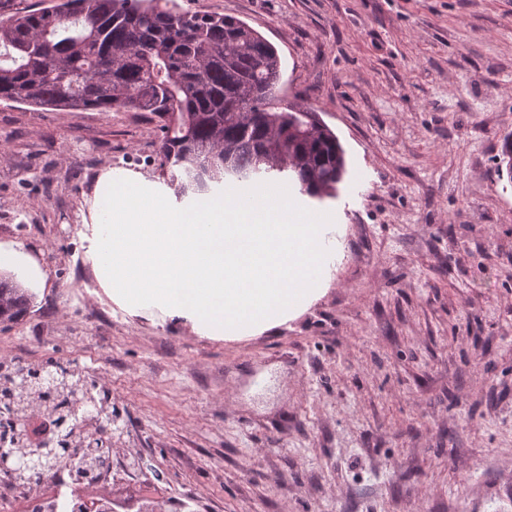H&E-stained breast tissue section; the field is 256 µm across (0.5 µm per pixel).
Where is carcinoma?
I'll list each match as a JSON object with an SVG mask.
<instances>
[{
	"label": "carcinoma",
	"mask_w": 512,
	"mask_h": 512,
	"mask_svg": "<svg viewBox=\"0 0 512 512\" xmlns=\"http://www.w3.org/2000/svg\"><path fill=\"white\" fill-rule=\"evenodd\" d=\"M281 58L270 42L227 16L183 11L176 0H47L36 10L0 16V101L38 108L112 112L132 109L159 120L161 166L177 199L192 200L253 177L280 174L322 199L346 173L345 151L317 113L282 105ZM229 160L232 173L224 170ZM497 175L512 179V133L501 139ZM34 294L0 275V323L23 317ZM27 366L0 377V415L22 420L34 398L55 425L53 439L17 458L28 480L80 456L95 479L112 437L79 431L71 407L88 403L112 425V398L97 382L56 366Z\"/></svg>",
	"instance_id": "obj_1"
}]
</instances>
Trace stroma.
Returning a JSON list of instances; mask_svg holds the SVG:
<instances>
[{"mask_svg":"<svg viewBox=\"0 0 512 512\" xmlns=\"http://www.w3.org/2000/svg\"><path fill=\"white\" fill-rule=\"evenodd\" d=\"M278 49L281 93L339 138L322 290L234 338L130 308L87 257L92 188L169 194L146 112L0 102V246L37 299L0 361L94 379L135 481L127 512H512V0H178Z\"/></svg>","mask_w":512,"mask_h":512,"instance_id":"35a3bbf8","label":"stroma"}]
</instances>
